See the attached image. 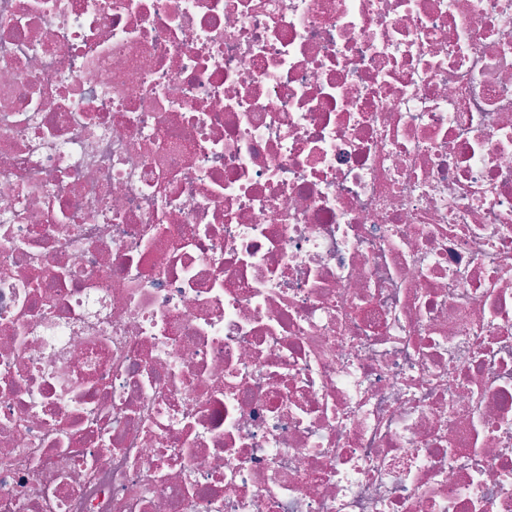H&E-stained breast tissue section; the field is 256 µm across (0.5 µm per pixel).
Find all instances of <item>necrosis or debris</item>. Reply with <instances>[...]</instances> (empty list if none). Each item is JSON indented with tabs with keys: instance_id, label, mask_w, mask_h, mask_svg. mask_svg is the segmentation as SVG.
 <instances>
[{
	"instance_id": "necrosis-or-debris-1",
	"label": "necrosis or debris",
	"mask_w": 512,
	"mask_h": 512,
	"mask_svg": "<svg viewBox=\"0 0 512 512\" xmlns=\"http://www.w3.org/2000/svg\"><path fill=\"white\" fill-rule=\"evenodd\" d=\"M0 512H512V0H0Z\"/></svg>"
}]
</instances>
